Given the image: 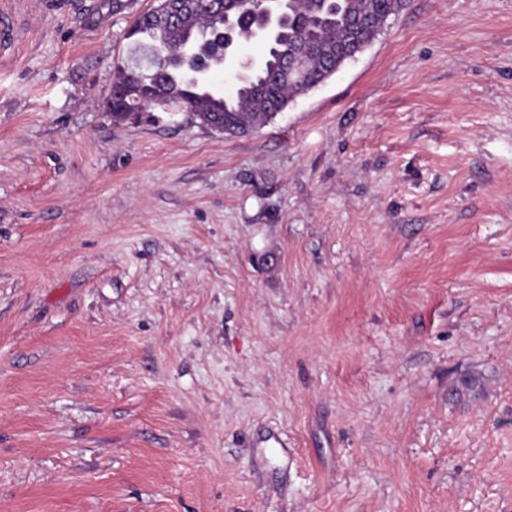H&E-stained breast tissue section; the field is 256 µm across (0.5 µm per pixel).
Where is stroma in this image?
I'll use <instances>...</instances> for the list:
<instances>
[{
	"label": "stroma",
	"instance_id": "35a3bbf8",
	"mask_svg": "<svg viewBox=\"0 0 512 512\" xmlns=\"http://www.w3.org/2000/svg\"><path fill=\"white\" fill-rule=\"evenodd\" d=\"M11 2L0 512H512V0L239 137L104 111L156 0Z\"/></svg>",
	"mask_w": 512,
	"mask_h": 512
}]
</instances>
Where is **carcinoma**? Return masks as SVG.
<instances>
[{"label":"carcinoma","instance_id":"cac0c4a2","mask_svg":"<svg viewBox=\"0 0 512 512\" xmlns=\"http://www.w3.org/2000/svg\"><path fill=\"white\" fill-rule=\"evenodd\" d=\"M179 6L182 16L198 21L206 38L187 52L182 48V27L168 23L155 7L141 13L127 35L133 39L129 54L156 60L155 70L117 64L112 108L135 110L157 91L193 113H211L216 121L213 131L237 137L265 126L280 106L326 81L330 67L371 43L375 32L400 12L404 0H269L266 11L275 12L281 20L275 45L264 49L269 64L241 80L232 94L220 95L217 102L197 97L196 61L204 57L211 71L221 70L224 55L218 42L224 39L226 18L235 16L248 22L256 15L252 11L255 4L233 0L229 12L206 11L197 0H181ZM355 17L366 18L369 25L351 36L348 23Z\"/></svg>","mask_w":512,"mask_h":512}]
</instances>
